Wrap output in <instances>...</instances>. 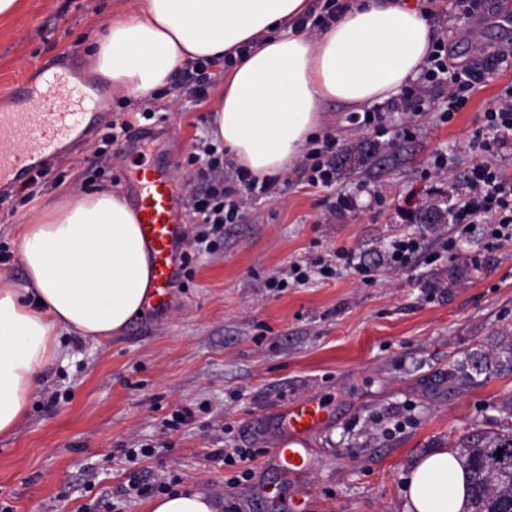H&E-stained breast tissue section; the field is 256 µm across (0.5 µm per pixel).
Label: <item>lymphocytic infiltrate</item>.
<instances>
[{"label":"lymphocytic infiltrate","instance_id":"f902f5d3","mask_svg":"<svg viewBox=\"0 0 512 512\" xmlns=\"http://www.w3.org/2000/svg\"><path fill=\"white\" fill-rule=\"evenodd\" d=\"M444 50V45H437L425 76L435 85L447 87L448 110L452 113L467 104L487 77L512 67V53L503 51L482 74L466 67L451 68L443 57ZM511 139L512 86L505 88L484 111L483 124L469 147L480 155L492 154ZM337 145L335 136L328 135L320 147L308 152L303 170L309 185L326 187L332 183ZM186 168L188 174L181 184L186 198L185 218L197 227L194 236L184 240L182 259L186 262L190 261L192 252L212 250L217 240L223 239L225 225L237 217L238 191L266 197L279 191V179L275 176L260 178L240 167L233 174H226L216 147L206 142L189 153ZM457 196L452 220L462 232H469L471 225L481 224L491 240L512 242V180L506 179L498 168L483 163L474 166Z\"/></svg>","mask_w":512,"mask_h":512}]
</instances>
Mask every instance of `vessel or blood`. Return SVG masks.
Returning a JSON list of instances; mask_svg holds the SVG:
<instances>
[{"instance_id": "vessel-or-blood-1", "label": "vessel or blood", "mask_w": 512, "mask_h": 512, "mask_svg": "<svg viewBox=\"0 0 512 512\" xmlns=\"http://www.w3.org/2000/svg\"><path fill=\"white\" fill-rule=\"evenodd\" d=\"M10 94L18 108L0 113V192L24 185L37 171L48 169L103 119L90 86L71 72L39 83L24 79ZM138 182L139 222L152 266L148 309L160 319L172 305L173 284L180 270L183 202L174 194L165 168H146ZM328 418L329 410L319 398L291 403L285 416L288 438L274 450L271 464L304 471L308 460L300 451L302 441Z\"/></svg>"}]
</instances>
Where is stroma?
<instances>
[{"instance_id": "stroma-1", "label": "stroma", "mask_w": 512, "mask_h": 512, "mask_svg": "<svg viewBox=\"0 0 512 512\" xmlns=\"http://www.w3.org/2000/svg\"><path fill=\"white\" fill-rule=\"evenodd\" d=\"M127 0H24L0 24V112L14 104L7 87L39 67L67 69L94 84L100 111L116 119L140 105L97 82L87 48ZM427 11L454 66L483 69L490 50L512 51L502 4L483 0L470 16L456 0H412ZM512 69L494 75L443 121L446 89L415 80L422 111L381 103L387 135L351 119L352 109L322 107V134L339 149L375 140L381 155L337 172L328 187L307 184L296 160L280 191L240 194L223 248L181 271L165 321L134 317L96 342L62 334L58 358L42 373L26 418L0 437V512H147L173 478L218 499L223 512H405V477L425 454L454 448L464 435L500 431L512 373L468 379L454 374L466 354L512 336V243L498 244L481 225L460 234L453 222L417 224L413 213L452 211L453 184L481 163L469 140ZM221 86L196 103L163 88L152 107L164 121L139 120L117 140L98 125L89 143L57 160L33 198H0V284L24 287L19 229L75 190L136 191V171L155 163L181 180L194 143L211 137ZM414 125V136L399 129ZM441 155L452 164L437 165ZM420 243L408 267L388 261L391 244ZM353 254L355 268L324 280L270 290L271 276L292 264ZM317 396L331 418L305 443L309 471L288 478L264 460L285 437L283 412ZM192 419L166 428L177 411ZM139 449L128 459L130 449ZM248 448L251 478L211 454ZM152 484L127 493L132 475Z\"/></svg>"}]
</instances>
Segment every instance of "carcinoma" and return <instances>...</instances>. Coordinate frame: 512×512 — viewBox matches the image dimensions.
Masks as SVG:
<instances>
[{"label": "carcinoma", "mask_w": 512, "mask_h": 512, "mask_svg": "<svg viewBox=\"0 0 512 512\" xmlns=\"http://www.w3.org/2000/svg\"><path fill=\"white\" fill-rule=\"evenodd\" d=\"M512 372V336L468 355L455 368L464 376ZM457 455L471 478L469 512H512V424L493 434L472 433L458 440Z\"/></svg>", "instance_id": "cac0c4a2"}]
</instances>
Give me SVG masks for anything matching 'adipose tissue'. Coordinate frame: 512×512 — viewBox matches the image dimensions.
<instances>
[{"label":"adipose tissue","instance_id":"1","mask_svg":"<svg viewBox=\"0 0 512 512\" xmlns=\"http://www.w3.org/2000/svg\"><path fill=\"white\" fill-rule=\"evenodd\" d=\"M309 0H131L93 53L114 92L149 102L200 59L236 63L224 76L211 135L254 175L276 176L299 157L335 101L359 110L390 100L421 73L437 33L400 0H354L317 32L299 28ZM25 290L0 286V436L25 418L60 331L94 340L143 309L151 266L138 213L118 192H75L20 233ZM38 300L30 307L22 298ZM469 475L454 451L431 452L404 485L407 512H468ZM147 512H219L180 486Z\"/></svg>","mask_w":512,"mask_h":512}]
</instances>
